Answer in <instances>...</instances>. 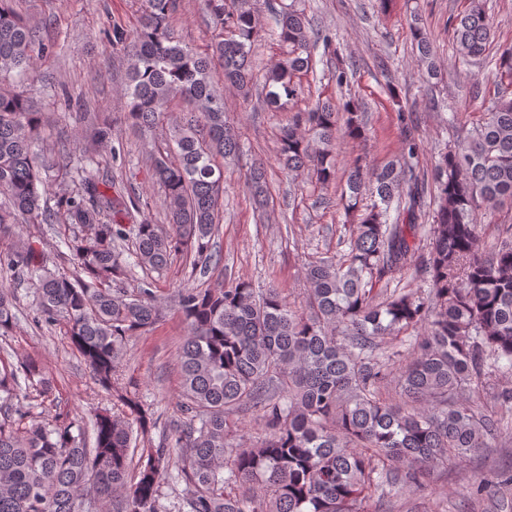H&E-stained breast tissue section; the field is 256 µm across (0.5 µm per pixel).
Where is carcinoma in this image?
<instances>
[{
    "instance_id": "obj_1",
    "label": "carcinoma",
    "mask_w": 512,
    "mask_h": 512,
    "mask_svg": "<svg viewBox=\"0 0 512 512\" xmlns=\"http://www.w3.org/2000/svg\"><path fill=\"white\" fill-rule=\"evenodd\" d=\"M15 0H0V235L18 224L51 221L41 203L46 183L32 145L40 117L11 77L34 70L46 45ZM218 39L205 52L170 36L176 0H143L137 26H112V50L129 60L126 119L143 132L162 125L170 103L190 111L165 130L151 157L165 191L168 228L136 218L121 195L101 192L83 176L57 192L62 223L89 229L64 239L72 269L48 268L35 235L17 237L0 267L33 285L38 325L66 327L97 384L113 389L127 337L154 325L162 310L153 289L132 298L112 284L132 266L162 269L185 252L207 265L221 219L224 161L243 146L227 121L224 89L248 98L265 90L276 111L304 96L298 74L313 68L314 49L336 57L335 36L317 32L304 10L285 0H205ZM283 58L260 75L251 46L258 14ZM494 19L482 0L454 20L455 62L484 58ZM419 61L438 76L431 42L413 28ZM502 91L458 144L437 152L432 223L426 212L421 151L409 109L397 105L399 158L371 170L360 157L344 171L345 212L373 197L348 239V251L304 264L306 310L271 285L245 281L214 289L181 288L178 308L188 333L180 347L179 416L156 444L158 416L136 395L116 393L122 415H94L87 447L81 422H25L19 377L41 399L52 380L34 359L0 358V512H382L380 506L428 489L424 472L446 467L509 434L512 389L480 404L493 374L512 373V223L481 244L478 216L512 204V46L492 70ZM359 103L317 101L288 116L276 160L288 176L302 171L328 188L336 181V139L364 134ZM266 162L252 161L247 184L264 193ZM112 220H107V217ZM128 223H123V220ZM430 237L421 251L420 230ZM133 239L134 262L118 243ZM414 271L427 288L389 291L393 275ZM0 285V338L16 326ZM396 371L399 401L383 398ZM253 411L265 438L233 445L239 422ZM184 484L176 505L160 502L162 476Z\"/></svg>"
}]
</instances>
